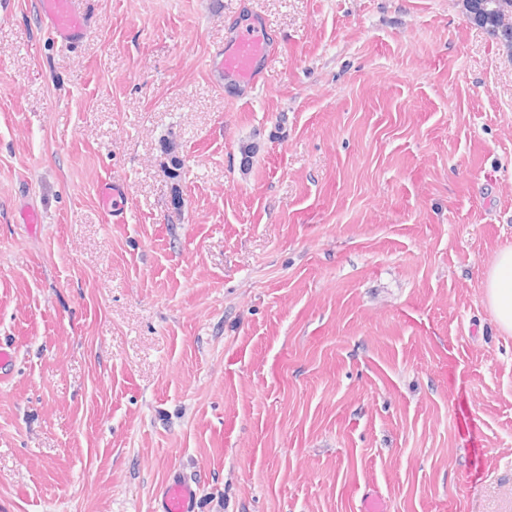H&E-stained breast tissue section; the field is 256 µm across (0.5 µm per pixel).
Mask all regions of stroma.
<instances>
[{
  "label": "stroma",
  "instance_id": "1",
  "mask_svg": "<svg viewBox=\"0 0 512 512\" xmlns=\"http://www.w3.org/2000/svg\"><path fill=\"white\" fill-rule=\"evenodd\" d=\"M82 7L0 0V512H512V57L463 0ZM39 15L53 38L66 46L86 33L88 18L79 0H39ZM274 49V43L255 20L251 26L239 29L231 47L216 53L209 60L208 67L223 80L228 79L240 87L251 88L257 83L261 67ZM122 193H125L124 189L107 181L103 182L99 187V203L102 209L112 218L117 217L118 214H123L122 211L120 212L122 206L119 202ZM481 288L498 329L512 335V247L498 251L484 272ZM197 489L180 479H168L158 489L155 512H200Z\"/></svg>",
  "mask_w": 512,
  "mask_h": 512
}]
</instances>
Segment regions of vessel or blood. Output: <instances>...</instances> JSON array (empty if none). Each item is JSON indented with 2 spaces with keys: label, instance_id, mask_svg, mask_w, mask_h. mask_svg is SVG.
<instances>
[{
  "label": "vessel or blood",
  "instance_id": "1",
  "mask_svg": "<svg viewBox=\"0 0 512 512\" xmlns=\"http://www.w3.org/2000/svg\"><path fill=\"white\" fill-rule=\"evenodd\" d=\"M39 15L53 38L62 44L77 43L86 33L88 18L80 7V0H39ZM274 49V43L265 35L261 24L256 22L239 29L231 47L216 53L208 67L221 78L249 88L257 83L261 67ZM121 193V188L110 182L100 185L98 200L109 216H118ZM155 512H200L196 487L180 479L165 481L157 492Z\"/></svg>",
  "mask_w": 512,
  "mask_h": 512
}]
</instances>
